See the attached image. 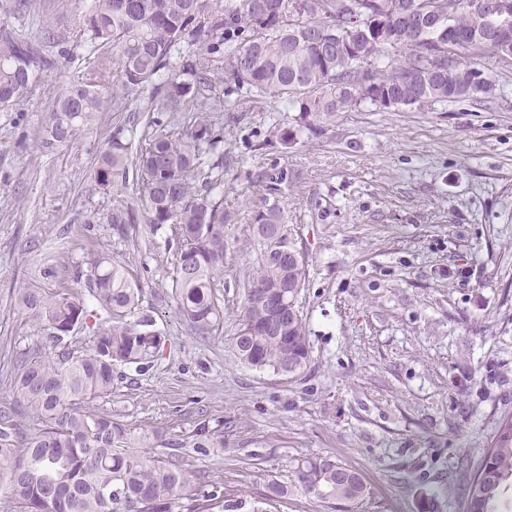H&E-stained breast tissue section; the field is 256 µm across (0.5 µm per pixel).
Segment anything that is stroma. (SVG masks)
<instances>
[{
  "instance_id": "1",
  "label": "stroma",
  "mask_w": 512,
  "mask_h": 512,
  "mask_svg": "<svg viewBox=\"0 0 512 512\" xmlns=\"http://www.w3.org/2000/svg\"><path fill=\"white\" fill-rule=\"evenodd\" d=\"M89 0H0V29L37 39L50 20L68 61L37 73L0 107V405L12 402L22 352L53 357L44 324L15 301L18 289L79 290L90 259L114 258L140 290V311L164 337L139 364L117 366L97 411L141 432L191 430L199 415L224 424V445L183 449L192 470L264 501L267 512H333L300 490L265 502L268 481L293 482L298 460L332 455L361 473L370 493L352 512H465L448 482L477 462L499 420L512 416V72L483 69L504 86L489 107H364L337 113L324 134L281 145L294 115L282 99L241 101L208 162L224 163L222 334H196L180 316L169 226L144 221L113 234V208H138L134 190L95 180L98 151L130 112L187 126L189 113H146L153 88L123 112L101 113L76 139L40 146L56 93L98 70L116 83L110 52L75 38ZM277 194L308 263L300 303L309 361L282 375L242 364L232 338L255 262L250 217L265 187Z\"/></svg>"
}]
</instances>
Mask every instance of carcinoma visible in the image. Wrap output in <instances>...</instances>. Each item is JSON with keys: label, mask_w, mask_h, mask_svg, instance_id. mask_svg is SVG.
Segmentation results:
<instances>
[{"label": "carcinoma", "mask_w": 512, "mask_h": 512, "mask_svg": "<svg viewBox=\"0 0 512 512\" xmlns=\"http://www.w3.org/2000/svg\"><path fill=\"white\" fill-rule=\"evenodd\" d=\"M413 0H92L77 36L117 59L124 95L136 93L169 72L145 112H189L187 127L157 129L132 144L115 132L99 152L95 170L102 186H127L136 173L142 217L169 224L178 243L172 276L177 309L201 335L224 330V305L217 293L224 268V174L206 166L204 154L224 142L222 112L235 103L214 94L215 83L231 79L234 89L253 98L274 95L295 113L294 127L280 130L284 146L297 133L322 131L338 112L369 105L382 108L391 96L414 106L419 94L429 104L495 94V80L478 68L492 59L512 69V36L490 42L509 14L477 9L472 0H424L427 11L413 25L401 19ZM396 54L379 63L385 50ZM48 65L38 45L0 32V107L18 101L36 72ZM123 109L107 96L106 79L90 74L59 92L44 113L41 146L69 144L98 115ZM264 205L252 213L251 240L260 255L244 283V311L233 338L236 357L255 369L297 373L309 358L306 319L295 287L305 286L307 267L275 261L281 250H296L277 188L266 186ZM115 230L137 222L129 208L107 217ZM285 286L287 330L280 331L268 308L252 297L254 287ZM87 292L106 314L89 350L57 358L20 357L10 385L22 415L33 422L26 432L15 412L0 411V490L4 512H242L246 499L188 468L177 453L150 448L224 447V428L199 419L185 434L141 433L93 409L112 393V372L157 351L161 333L137 316L139 288L123 267L103 255L90 261ZM17 301L63 344L78 324L94 318L78 291L47 294L26 288ZM297 464L294 486L322 502L364 499L361 474L336 481L331 456ZM451 479L463 487L466 512H500L501 490L512 482V418L499 421L489 447L475 466L463 465Z\"/></svg>", "instance_id": "cac0c4a2"}]
</instances>
